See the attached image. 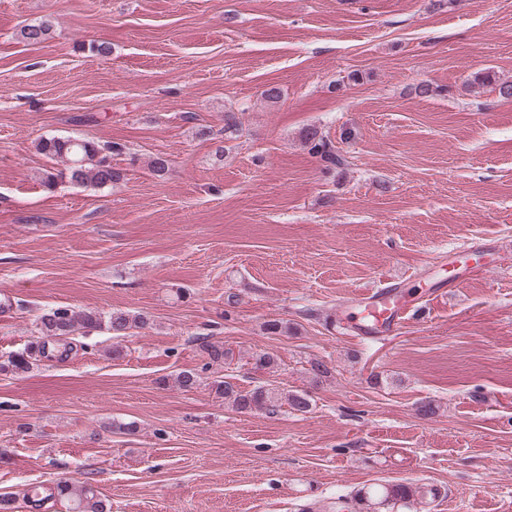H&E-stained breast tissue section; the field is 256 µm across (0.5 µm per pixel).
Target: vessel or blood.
Returning a JSON list of instances; mask_svg holds the SVG:
<instances>
[{
  "instance_id": "obj_1",
  "label": "vessel or blood",
  "mask_w": 512,
  "mask_h": 512,
  "mask_svg": "<svg viewBox=\"0 0 512 512\" xmlns=\"http://www.w3.org/2000/svg\"><path fill=\"white\" fill-rule=\"evenodd\" d=\"M484 251L485 248L481 245L472 246L465 252L449 251L448 277L442 280V287L452 286L454 280L459 278L463 270L461 264L463 255L475 256ZM408 308V301L398 289L386 287L363 292L356 300L352 311H349L348 316L360 338L375 341L396 331Z\"/></svg>"
}]
</instances>
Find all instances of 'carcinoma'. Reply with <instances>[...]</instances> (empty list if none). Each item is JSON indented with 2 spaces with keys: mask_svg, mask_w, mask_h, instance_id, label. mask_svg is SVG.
Segmentation results:
<instances>
[{
  "mask_svg": "<svg viewBox=\"0 0 512 512\" xmlns=\"http://www.w3.org/2000/svg\"><path fill=\"white\" fill-rule=\"evenodd\" d=\"M50 31L51 25L41 22L24 26L20 35L26 42L42 43L48 39ZM472 84L479 89H490L503 100H512V81L498 80L492 74L482 72L474 76ZM303 140L309 150L320 158L326 172L331 173L347 165L346 157L318 128L307 129ZM36 149L51 159L63 160L70 180L76 184L103 188L123 179V172L112 166L111 162V155L122 151L117 143L101 145L86 139L45 137L37 141ZM146 323L147 319L143 315L122 310L105 315L73 306L45 309L36 316L38 342L1 362L0 372L22 374L30 371L35 362L51 357L48 345L52 341H63L79 332L93 330H105L116 339L130 335L132 330L140 329ZM203 352L211 366L223 365L228 357V351L219 343L204 344ZM253 368L264 373H275L279 362L268 353L257 354ZM174 380L181 388L192 389L200 384L201 376L194 370H182L175 375ZM211 391L241 413L265 411L274 414L284 405L297 412H306L310 407L307 392L285 390L271 383L247 389L218 376L211 382ZM427 495L436 497L439 489L411 482L387 483L361 488L351 498L336 501L334 509L336 512H348L350 507L355 506L359 512L363 509L368 512H415L416 505ZM55 497L68 504L69 512H107V505L89 484L61 480L55 485Z\"/></svg>",
  "mask_w": 512,
  "mask_h": 512,
  "instance_id": "cac0c4a2",
  "label": "carcinoma"
}]
</instances>
